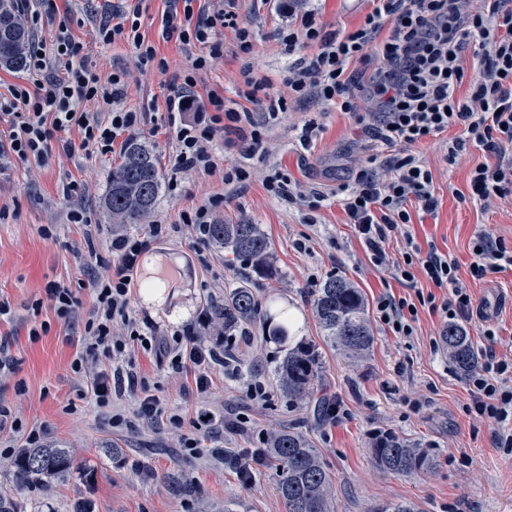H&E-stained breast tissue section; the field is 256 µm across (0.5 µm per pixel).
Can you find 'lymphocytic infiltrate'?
<instances>
[{"instance_id": "1", "label": "lymphocytic infiltrate", "mask_w": 512, "mask_h": 512, "mask_svg": "<svg viewBox=\"0 0 512 512\" xmlns=\"http://www.w3.org/2000/svg\"><path fill=\"white\" fill-rule=\"evenodd\" d=\"M371 9L355 30H326L318 22L310 0H288V22L278 31V40L290 57L285 79L286 93H271L268 83L244 71V86L236 99L211 91L207 94L212 114L208 120L184 116L197 98L195 73L208 65L206 55L193 58L191 69L176 87L177 110L169 114L174 137L169 157L173 175L195 171L221 175L225 185L244 183L249 171L242 165H222L215 151L220 131L234 132L240 141L258 148L268 131L256 118L252 105L269 115L314 102L322 111L365 114L364 132L382 146L369 156L348 184L333 194L305 192L279 168H271L264 180L270 196L306 203L315 210L333 200L344 211L355 237L373 266L390 270L393 279L412 289V297L382 293L375 303V320L402 340L412 338L419 308L439 313L449 323L470 319L474 299L458 278V264L436 246L421 248L412 234H405L399 261H391L387 246L401 226L410 224L408 201L423 211H435L438 200L432 191L433 177L412 146L458 128L445 155L448 163L469 148L485 155L467 174L470 201L483 204L512 195V0H370ZM170 10L162 20L163 39H175L182 47L211 44L220 28L234 29L236 50L251 53L253 35L240 26L236 0H224L213 14L195 11L194 0H169ZM138 9L122 12L117 24L101 23L103 42L123 39L136 49L141 64L166 70L155 44L140 32ZM83 50L66 22H59L53 51L39 40L28 46V82L16 85L9 98L0 99V113L9 118V131L0 138V157L45 159L52 150L71 153L73 145L61 133L78 127L83 142L101 154L114 152L124 134L140 129L145 115L122 107L126 74L113 72L108 78L77 64ZM473 54V75L462 65L465 52ZM100 99L111 103L107 120L85 112V102ZM222 202L213 197L208 204L183 212L181 224L154 221L146 233L116 235L112 251L117 261L112 272L94 283V300L84 323L83 347L71 362L74 373L86 378V391L99 407L110 408L112 428H122L126 417L113 407L125 394L138 398L137 415L149 426H160L168 418L163 399L152 394L148 381L138 372L129 341L148 344L158 329L138 319L130 307L131 275L153 239L178 232L180 225L192 227L199 244H206L214 210ZM477 255L469 273L473 280L512 270V246L503 239L477 234L472 242ZM432 284V291L417 287L418 279ZM488 345L482 362L464 380L467 415L493 424L495 447L512 449V357L497 354L494 328H486ZM169 355L173 370L195 374L198 393L211 387L213 366L232 370L231 359L220 355L199 338L183 339L173 332L171 342L159 344ZM25 447H40L44 433L0 405V458H12L16 439Z\"/></svg>"}]
</instances>
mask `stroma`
I'll return each mask as SVG.
<instances>
[{"mask_svg": "<svg viewBox=\"0 0 512 512\" xmlns=\"http://www.w3.org/2000/svg\"><path fill=\"white\" fill-rule=\"evenodd\" d=\"M138 5L141 31L168 61L167 71L141 65L130 43L107 44L97 36L101 18ZM56 16L67 18L73 38L83 46L82 60L106 76L114 69L129 74L124 92L127 109L146 113L140 136L152 147L161 169H168L173 141L160 124L167 116L171 87L191 65L181 45L163 40L161 20L167 0H47ZM320 22L329 30L356 27L369 9L368 0H317ZM241 25L254 33L253 50L239 57L233 52L235 33L217 32L223 54L209 60L198 75L196 112L208 107L206 95L216 89L234 98L242 82L241 69L281 88L288 58L276 32L287 16L281 0H237ZM321 130L308 146L297 135L309 120ZM66 139L76 145L72 154L52 152L44 162L9 157L0 165V299L8 300L14 318L0 322V337L19 360L15 374L0 379V402L24 422L41 426L46 441L70 449L85 463L84 473L54 482L51 490L28 486L17 490L28 512H71L73 501L90 498L94 512H286L276 491L277 473L272 463L260 466L252 487L242 488L234 468L224 458L240 448H255L258 435L270 427L301 431L317 448L335 478L338 512H376L386 504L413 503L418 512H512V453L494 447L488 424L464 413V379L449 361L442 336L446 324L440 315L422 309L411 344L400 343L376 330L373 350L355 367L324 350L320 381L325 400H339L347 417L334 420L312 407H297L275 389L273 368L282 352L273 343H248L236 337V351L249 370L259 371L272 386V399L257 405L247 396L241 379L215 370L209 393L198 394L192 372H175L152 353H139L140 372L153 393L164 399L170 421L154 429L136 416L134 398L117 406L127 417L123 429H112L108 415L91 398L81 397L83 380L71 370L75 351L82 343L84 322L92 305L91 281L111 269L112 234L116 227L102 211L108 175L121 161L120 153L102 155L94 147H81V134L71 129ZM366 145L356 116L343 112L320 113L309 107L278 115L266 152L249 161L251 177L242 188L225 190L220 177L183 174L177 189H162L155 218L170 224L183 211L225 194L214 221L235 224L241 219L260 225L269 238L280 277L274 291L292 305L302 334L323 344V333L313 315L318 288L332 277H344L361 288L366 303L384 290L404 294L387 270L372 266L353 236L345 213L331 204L312 212L299 204L271 197L263 187L269 165H279L292 179L324 191L350 182L359 170ZM431 169L436 211L423 212L409 203L411 230L418 242L431 241L459 264L460 279L470 289L476 307L500 335L497 351L512 350V272L477 282L468 275L473 260L471 240L485 230L512 244V197L488 209L459 201L466 191L470 167L484 161L482 151L471 150L456 166L446 164L444 137L427 140L415 148ZM76 191H67V184ZM82 210L85 221H69L72 210ZM52 224L56 235L44 238L42 225ZM305 242L306 250L295 247ZM175 263L180 273L163 299L147 298L142 283L145 272L158 261ZM248 269L230 254L212 251L209 266H201L194 252L193 233L184 228L169 238L151 242L131 284V306L142 319L161 328L192 329L206 305L223 298L226 288L246 277ZM72 288L80 301L71 322L57 321L53 310L43 308L41 318L51 324L46 336L31 339L29 304L44 294L47 282ZM421 399L414 412L403 397ZM216 417H242L240 433L200 434L202 453L181 446L193 429L199 409ZM381 429L410 439L435 455V469L406 477L383 473L370 454L373 430Z\"/></svg>", "mask_w": 512, "mask_h": 512, "instance_id": "35a3bbf8", "label": "stroma"}]
</instances>
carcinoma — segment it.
Returning <instances> with one entry per match:
<instances>
[{
	"label": "carcinoma",
	"mask_w": 512,
	"mask_h": 512,
	"mask_svg": "<svg viewBox=\"0 0 512 512\" xmlns=\"http://www.w3.org/2000/svg\"><path fill=\"white\" fill-rule=\"evenodd\" d=\"M26 42V27L12 0H0V66L23 70ZM161 181L153 150L139 137L128 139L121 163L112 168L105 198L112 223H146L155 211ZM208 237L251 269L250 279L233 285L224 292V299L206 307L212 324L224 332V352L237 358L227 341L248 327L255 328L257 339L284 348L274 378L288 401L307 405L318 400L322 352L309 340L291 335L287 324L278 321L277 313L256 295L260 282L268 286L278 278L272 245L260 225L212 224ZM313 310L327 347L355 365L367 358L374 334L360 288L343 277L330 278L318 289ZM442 341L458 374L464 375L476 366L474 347L462 325H448ZM265 445L266 454L276 459L281 469L277 489L286 512H335L333 475L302 433L290 428L275 430L267 435ZM371 452L375 465L386 473L412 476L435 467V458L425 449L392 433L376 438ZM77 472L79 464L67 448H25L16 460L14 480L18 488L45 486Z\"/></svg>",
	"instance_id": "carcinoma-1"
}]
</instances>
